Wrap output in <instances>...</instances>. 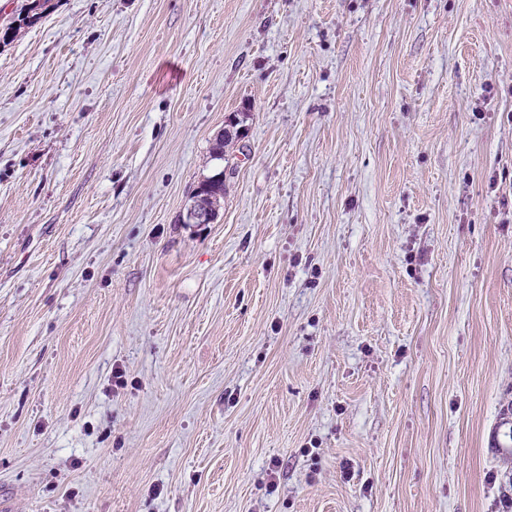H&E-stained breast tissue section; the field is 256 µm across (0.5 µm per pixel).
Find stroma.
I'll use <instances>...</instances> for the list:
<instances>
[{"mask_svg": "<svg viewBox=\"0 0 512 512\" xmlns=\"http://www.w3.org/2000/svg\"><path fill=\"white\" fill-rule=\"evenodd\" d=\"M0 497L512 512V0H49L0 43ZM208 178H213L212 190L211 194L218 198V203L215 199L209 194V184L211 179H204L200 182L198 186V191L195 193L197 186L192 190L190 194V198L192 199L194 193L196 194L193 197L192 201L186 208V212L184 215V223L187 224H211L214 222L215 214L221 209L222 202H224V193L226 191V185L224 184V172L223 170H218L212 176Z\"/></svg>", "mask_w": 512, "mask_h": 512, "instance_id": "stroma-1", "label": "stroma"}]
</instances>
